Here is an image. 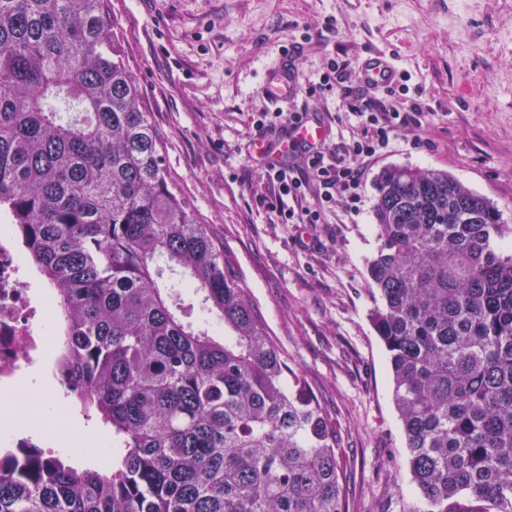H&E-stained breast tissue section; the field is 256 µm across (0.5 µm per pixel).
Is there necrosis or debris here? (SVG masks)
I'll list each match as a JSON object with an SVG mask.
<instances>
[{
  "mask_svg": "<svg viewBox=\"0 0 512 512\" xmlns=\"http://www.w3.org/2000/svg\"><path fill=\"white\" fill-rule=\"evenodd\" d=\"M31 273L16 249L11 234L0 231V416L22 407L28 369L40 362L47 346V326L57 316L50 295L30 293Z\"/></svg>",
  "mask_w": 512,
  "mask_h": 512,
  "instance_id": "necrosis-or-debris-1",
  "label": "necrosis or debris"
}]
</instances>
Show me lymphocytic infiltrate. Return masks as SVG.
I'll use <instances>...</instances> for the list:
<instances>
[{
	"instance_id": "lymphocytic-infiltrate-1",
	"label": "lymphocytic infiltrate",
	"mask_w": 512,
	"mask_h": 512,
	"mask_svg": "<svg viewBox=\"0 0 512 512\" xmlns=\"http://www.w3.org/2000/svg\"><path fill=\"white\" fill-rule=\"evenodd\" d=\"M342 107L361 126L357 137L333 146L294 144L292 153L300 155V165L291 167L276 160H264L268 189L256 198L257 204L275 212L284 224L320 223L325 209L337 198H345L351 211H358L368 161L387 152L399 132L423 124L426 109L411 102L400 110L368 97L366 90L345 94ZM315 190V207L305 206L308 190Z\"/></svg>"
}]
</instances>
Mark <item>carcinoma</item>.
<instances>
[{
    "label": "carcinoma",
    "instance_id": "1",
    "mask_svg": "<svg viewBox=\"0 0 512 512\" xmlns=\"http://www.w3.org/2000/svg\"><path fill=\"white\" fill-rule=\"evenodd\" d=\"M376 190L371 319L422 512H512V229L445 171ZM1 216L60 306L52 377L117 449L0 448V512H348L337 424L173 190L108 0H0ZM178 292L184 310L182 317L184 322L190 323L193 327L205 325L207 315L202 311L192 290L190 288H178Z\"/></svg>",
    "mask_w": 512,
    "mask_h": 512
}]
</instances>
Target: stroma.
Returning <instances> with one entry per match:
<instances>
[{
  "mask_svg": "<svg viewBox=\"0 0 512 512\" xmlns=\"http://www.w3.org/2000/svg\"><path fill=\"white\" fill-rule=\"evenodd\" d=\"M112 33L164 145L175 191L211 225L289 367L340 429L349 512H416L389 365L376 335L365 262L378 247L376 178L391 166L448 171L512 225V0H109ZM390 55L429 110L367 171L359 213L279 224L256 204L266 180L255 113L274 110L266 78L295 72V104L319 112L328 143L338 91L307 97L329 58L361 83Z\"/></svg>",
  "mask_w": 512,
  "mask_h": 512,
  "instance_id": "35a3bbf8",
  "label": "stroma"
}]
</instances>
